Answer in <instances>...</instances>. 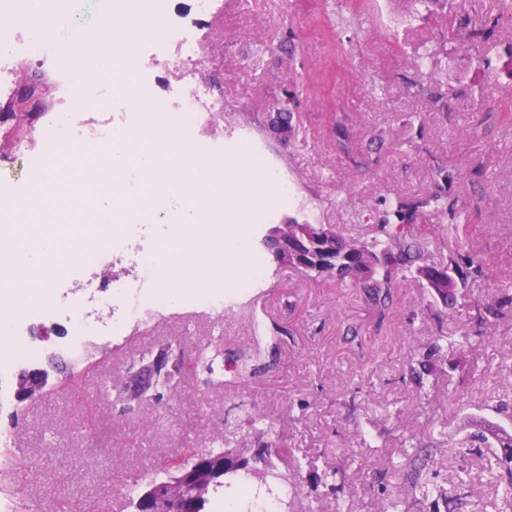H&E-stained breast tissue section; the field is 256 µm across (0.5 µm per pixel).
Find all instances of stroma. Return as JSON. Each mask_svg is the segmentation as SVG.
Returning <instances> with one entry per match:
<instances>
[{"label": "stroma", "instance_id": "obj_1", "mask_svg": "<svg viewBox=\"0 0 512 512\" xmlns=\"http://www.w3.org/2000/svg\"><path fill=\"white\" fill-rule=\"evenodd\" d=\"M347 28L344 0H220L197 16L193 0L167 9L203 39L206 61L196 80L224 103V137L197 132L207 148H231L277 166L294 187L275 200L258 197L247 237L266 268L261 287L227 304L220 318L204 309L171 310L126 336L63 353L54 324L31 338L49 386L19 407L0 409V431L24 448L22 476L0 466V496L26 512H130L125 489L149 477L159 460L192 448H254L246 418L272 424L273 475L253 476L260 489L288 482L282 512H374L383 494L402 495L403 473L391 462L409 442L430 449V471L450 486L473 480L474 495L457 512H512L502 507L489 463L491 448H465L473 421L501 422L495 405L512 399V319L486 316L475 304L512 303V22L497 20V0H450L442 12L415 14L412 0H370ZM489 27L488 41L460 44L454 27ZM154 97L176 96L175 47L143 44ZM432 53L428 66L418 58ZM297 108L287 139L267 135L277 103ZM351 113L359 131L385 130L376 167L364 170L337 153L333 118ZM461 179L449 185L464 215L458 252L483 255L485 279L471 283L465 305L444 307L408 278L383 312H370L351 288L316 283L277 269L259 244L267 225L294 219L339 226L371 239L382 200L416 201L436 191L435 169ZM192 214L171 196L141 217L139 229L160 240L182 233ZM484 331L477 349L434 357L423 384L408 379L409 350L424 353L435 336ZM224 348L214 363L224 385L200 394V350ZM171 347L179 368L156 399L125 392L133 364ZM249 353L248 378L234 356ZM16 446V447H17Z\"/></svg>", "mask_w": 512, "mask_h": 512}]
</instances>
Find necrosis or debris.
<instances>
[{"label": "necrosis or debris", "mask_w": 512, "mask_h": 512, "mask_svg": "<svg viewBox=\"0 0 512 512\" xmlns=\"http://www.w3.org/2000/svg\"><path fill=\"white\" fill-rule=\"evenodd\" d=\"M24 0H0V24L9 31L0 36V96L15 89L23 81L22 63L37 61L51 66L60 60V41L56 34L36 35L25 24ZM165 40L177 49L176 67L181 74L180 93L175 113L170 120L158 123L150 137L133 139L141 115L137 112H101L90 116L76 108L77 95L74 79L82 67L80 61L70 62L55 84L68 106L58 112L40 115L27 138L17 143L13 157L0 161V186L6 196H14L9 183L16 167L27 171L47 170L52 158L50 152L61 140H81L85 151H92L104 144L133 141L135 148L147 149L157 138L167 136L170 127H178L183 139H191L194 132L210 129L217 132L224 128V104L213 99L193 79L196 69L203 62V41L189 27L167 17ZM152 248L141 237L129 235L98 247L94 260H78L66 267L59 281L70 289H78L82 298L78 303L61 310L56 306L57 289H48L45 296L18 305L12 293L0 291V335L7 342L0 347V373L13 368L21 361L34 362L39 358L27 339L35 327L46 321H62L63 348L76 353L93 338H112L125 335L128 328L151 320L161 310L174 306L201 307L209 313L223 315L224 293L220 290L201 289L173 278L175 294L164 298L157 294L156 269L149 257ZM112 263L133 267V276L103 281L96 273L97 267Z\"/></svg>", "instance_id": "4bbe7bcc"}]
</instances>
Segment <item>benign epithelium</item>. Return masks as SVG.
I'll use <instances>...</instances> for the list:
<instances>
[{
  "instance_id": "7a95c632",
  "label": "benign epithelium",
  "mask_w": 512,
  "mask_h": 512,
  "mask_svg": "<svg viewBox=\"0 0 512 512\" xmlns=\"http://www.w3.org/2000/svg\"><path fill=\"white\" fill-rule=\"evenodd\" d=\"M290 128L286 111L277 110L269 125V131L280 138H285ZM265 241L274 242V253L278 262L294 270L305 267L315 253L325 264L336 260V250L330 235L320 230L315 235L309 231L288 237L271 227L265 233ZM46 383L47 375L42 370L20 373L14 393L15 400H21L23 394L29 398L40 394ZM203 459V453L192 454L178 469L177 481L169 486L145 485L141 492V500L147 503V512H190L193 503L201 496L204 481L207 480V475L199 467Z\"/></svg>"
}]
</instances>
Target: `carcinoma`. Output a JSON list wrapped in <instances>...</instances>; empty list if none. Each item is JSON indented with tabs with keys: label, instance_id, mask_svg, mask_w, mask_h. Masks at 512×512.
I'll return each mask as SVG.
<instances>
[{
	"label": "carcinoma",
	"instance_id": "1",
	"mask_svg": "<svg viewBox=\"0 0 512 512\" xmlns=\"http://www.w3.org/2000/svg\"><path fill=\"white\" fill-rule=\"evenodd\" d=\"M53 85L54 75L42 73L30 78L25 89L30 96L40 100ZM13 108L14 111L7 116L14 118L15 135L20 139L26 134L33 117L17 102ZM333 125L337 151L350 157L361 168L369 169L377 163V154L386 143L384 132L371 130L365 135L356 134L352 118L346 112L336 114ZM424 208L447 219L452 226L458 224L461 210L448 201V195L444 193H433L415 202L397 198L379 216L375 235L369 241L349 237L337 225L329 226L328 231L336 245V264L325 266L313 261L301 273L311 280L321 279L338 288L358 290L375 311L385 307L386 300L393 297L401 282L409 276L421 280L433 300L444 305L455 302L470 282L485 277L486 265L481 254L475 251L469 253L461 264L451 255L446 262L437 259L423 238L422 229L413 223L416 213ZM471 340L467 334L438 336L427 348V356L452 350ZM493 441L502 448L512 449V433L499 425L469 434L462 445L475 448L489 446ZM429 461L430 456L415 444L403 449L397 468L406 477L407 494L384 498L380 512H409L412 500L431 502L435 512L442 509L456 512L460 495L431 480L428 476ZM496 465L503 471L497 480L498 495L502 500L512 502V452L496 458Z\"/></svg>",
	"mask_w": 512,
	"mask_h": 512
}]
</instances>
